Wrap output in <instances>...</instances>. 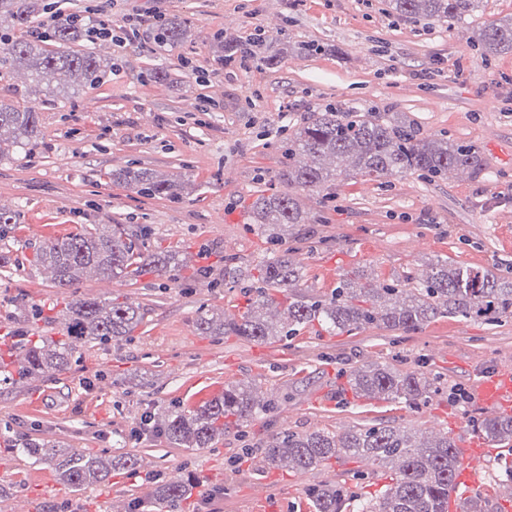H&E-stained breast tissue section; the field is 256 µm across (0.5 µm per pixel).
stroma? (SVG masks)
<instances>
[{"mask_svg":"<svg viewBox=\"0 0 512 512\" xmlns=\"http://www.w3.org/2000/svg\"><path fill=\"white\" fill-rule=\"evenodd\" d=\"M102 7L112 37L81 38L112 69L94 88L71 81L55 104L26 70L0 71V104L36 107L42 135L26 152L0 159V212L18 225L0 241L11 263L0 269V354L8 337L38 340L76 297L126 302L143 313L130 338L77 346L69 368L13 386L0 384V512L21 496L38 512H130L152 500L156 482L198 478L182 512H311L310 489L341 484L354 502L377 500L391 470L365 457L333 460L301 473L265 468L261 450L282 433H340L370 425L417 431L424 440L490 417L474 400L483 376L512 364V317L495 324L460 317L389 331L330 334L307 327L269 344L203 336L200 311L240 317L249 282L224 283V263L254 270L267 245L249 209L262 194L298 199L307 223L287 227L308 295L330 293L344 275L365 270L380 280L423 277L434 257L512 278V53L485 59L481 28L512 16V0H483L475 16L440 23L392 12L389 0H58L56 9L87 15ZM189 20L175 47L153 39L155 13ZM139 34L123 40L130 19ZM287 43H280V36ZM262 37L261 57L223 63L221 47ZM313 42L320 54L300 53ZM463 68L461 78L450 72ZM359 107L409 124L420 139L475 145L478 176L447 180L420 173L373 180L347 170L318 191L288 184V135L312 112ZM142 169L184 183L181 199L147 196L115 179ZM92 224L148 229L150 249L175 250L188 265L210 268L219 287L181 274L125 277L88 272L72 288L54 286L34 261L45 239ZM390 363L433 378L438 392L420 405L341 394L350 367ZM250 383L270 408L230 426L212 447L188 451L151 431L133 436L142 416L172 404L211 399L225 386ZM36 438L85 453L137 454L147 473L114 472L105 484L72 491L50 467L7 450L5 440ZM512 453L488 457L477 480L488 512H512L506 482Z\"/></svg>","mask_w":512,"mask_h":512,"instance_id":"35a3bbf8","label":"stroma"}]
</instances>
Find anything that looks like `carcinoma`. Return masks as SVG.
I'll use <instances>...</instances> for the list:
<instances>
[{
  "label": "carcinoma",
  "instance_id": "cac0c4a2",
  "mask_svg": "<svg viewBox=\"0 0 512 512\" xmlns=\"http://www.w3.org/2000/svg\"><path fill=\"white\" fill-rule=\"evenodd\" d=\"M482 0H391V8L409 18L438 22L461 20L480 11ZM49 10V0H0V25L32 27ZM81 22L63 16L49 38L55 49L44 46L43 37L14 41L0 57V68H23L38 80L52 73L81 78L85 87H94L106 73L107 65L91 51H76L71 44L81 36ZM188 21L164 17L155 27V40L174 46L185 40ZM485 58L512 52V17L482 30L478 41ZM41 135L39 112L0 106V156L5 147L23 150ZM288 184L311 191L336 179V169L380 179L421 171L431 178L444 179L458 170L479 175L482 162L475 148L442 137L416 138L404 124L373 112L341 111L328 107L314 112L305 124L288 134ZM305 154L311 164L295 165ZM117 180L149 196L179 199L174 186L146 170H127ZM254 223L262 227L268 256L259 267L257 298L251 311L238 320L205 312L196 320L203 336H238L250 341L278 342L294 336L316 322L328 333H343L374 326L387 330H415L437 317H463L480 322H499L512 316V279L498 277L486 269L466 266L446 258L430 263L422 278L407 276L392 283L363 284L352 277L342 278L334 292L308 296L297 291L301 267L292 250H281L284 236L277 232L288 224H306L308 217L298 201L288 193L259 195L252 203ZM35 262L51 270L58 288H70L84 272L122 277L131 267L146 263L160 273L179 274L184 267L176 251L153 252L145 242L129 235L122 224H96L82 233L47 240L36 253ZM281 307L272 318L262 310ZM144 315L139 309L110 300H71L59 318L64 339L39 344L24 342L18 350L22 358L9 370L0 362L1 383L13 384L35 376H52L66 370L76 347L82 343H109L132 335ZM349 382L357 396L365 400L394 403L426 402L436 392L435 383L425 374L401 371L392 365H355ZM251 385L235 384L224 392L193 407L174 405L161 415L165 439L179 448H209L224 436V426L240 425L267 410ZM478 430L498 445L512 443V416L497 415L482 420ZM454 440L448 433L422 443L409 429L389 425L354 428L343 433L314 431L277 436L263 449L269 467L286 461L299 472L314 470L331 459L365 456L380 467H389L394 478L384 494L374 502L355 505L346 502L337 485L312 492L315 512H447L448 489L455 480L459 463ZM14 452L36 462L52 465L57 481L69 489H84L109 480L114 470H134L137 455L86 454L60 444L29 439ZM189 491L186 479L161 482L155 507L176 512Z\"/></svg>",
  "mask_w": 512,
  "mask_h": 512
}]
</instances>
